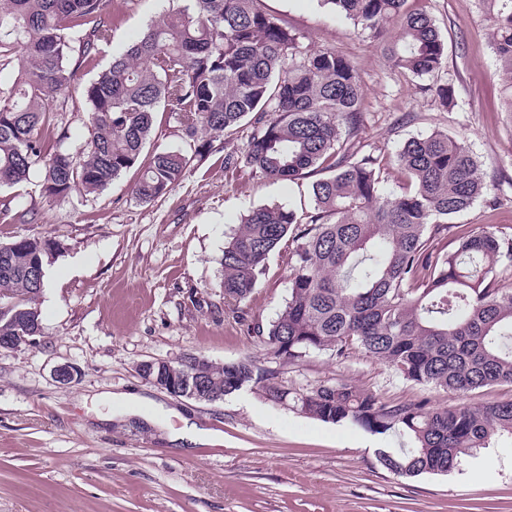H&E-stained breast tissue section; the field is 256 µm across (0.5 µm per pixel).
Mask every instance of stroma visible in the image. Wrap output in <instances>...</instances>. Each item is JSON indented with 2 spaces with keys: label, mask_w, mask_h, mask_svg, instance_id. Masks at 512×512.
I'll list each match as a JSON object with an SVG mask.
<instances>
[{
  "label": "stroma",
  "mask_w": 512,
  "mask_h": 512,
  "mask_svg": "<svg viewBox=\"0 0 512 512\" xmlns=\"http://www.w3.org/2000/svg\"><path fill=\"white\" fill-rule=\"evenodd\" d=\"M304 49H333L355 66L363 89L362 144L386 158L385 192L404 175L393 163L403 143L435 130L464 138L483 171L498 174L491 194L455 219L463 231L512 236V115L503 109L500 63L484 0H407L430 16L446 46L437 77L413 79L386 64L377 39L321 0H263ZM167 6L166 0H112V43L88 84ZM454 95L441 105L431 82ZM250 128L212 135L173 190L145 204L129 177L104 192L45 198L38 179L24 193L0 189L12 216L0 242L46 237L60 248L45 266L34 344L0 349V512H512V436L464 457L445 475L400 478L376 451L397 433L374 434L324 423L265 403L244 390L214 403L176 397L139 366L194 355L212 362L252 359L290 385L346 382L387 402L424 401L434 409L512 399L507 385L459 394L404 380L355 349L348 357L312 355L280 364L253 333L288 296V249L272 252L250 298L227 305L221 286L224 244L249 208L300 207L308 180L272 181L225 167L243 155ZM35 218H26L28 209ZM68 365L71 380L55 371ZM140 396L137 416L108 394ZM203 438L182 439L185 423Z\"/></svg>",
  "instance_id": "obj_1"
}]
</instances>
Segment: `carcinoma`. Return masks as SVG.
<instances>
[{
  "label": "carcinoma",
  "mask_w": 512,
  "mask_h": 512,
  "mask_svg": "<svg viewBox=\"0 0 512 512\" xmlns=\"http://www.w3.org/2000/svg\"><path fill=\"white\" fill-rule=\"evenodd\" d=\"M262 0H169L141 36L89 84L77 71L111 43L112 0H4L0 71V187L40 176L47 198L103 191L133 173V193L151 203L169 193L192 155L147 150L156 113L168 112L193 142L199 132L251 126L242 164L274 181L313 178V206L253 207L224 245V300L246 302L272 251L288 243L290 286L258 336L292 365L309 355L345 358L353 349L405 380L465 394L512 386V238L481 230L448 241V225L488 195L466 141L443 131L407 140L394 156L407 183L382 188L383 157L356 140L364 123L353 63L330 49L301 50L299 38ZM377 37L384 59L414 78L433 77L446 59L432 19L407 0H323ZM492 4V43L512 112V0ZM66 89L87 105L89 137L72 154L44 136ZM56 244L23 237L0 242V336L39 327L45 259ZM203 393L221 398L250 387L268 403L324 423L408 436L410 448H379L398 477L445 474L462 457L512 435V400L430 409L388 403L349 383L294 388L251 359L193 367Z\"/></svg>",
  "instance_id": "cac0c4a2"
}]
</instances>
